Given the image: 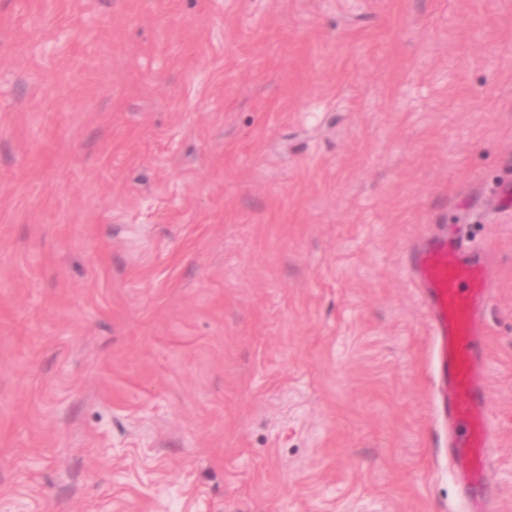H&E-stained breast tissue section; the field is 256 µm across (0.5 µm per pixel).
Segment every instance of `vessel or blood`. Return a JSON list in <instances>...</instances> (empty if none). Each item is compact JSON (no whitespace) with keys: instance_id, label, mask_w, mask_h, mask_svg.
<instances>
[{"instance_id":"b4317fda","label":"vessel or blood","mask_w":512,"mask_h":512,"mask_svg":"<svg viewBox=\"0 0 512 512\" xmlns=\"http://www.w3.org/2000/svg\"><path fill=\"white\" fill-rule=\"evenodd\" d=\"M407 274L429 320L436 408L448 421V460L467 494V512H490V453L497 428L484 383L487 255L465 237L432 235L413 251Z\"/></svg>"}]
</instances>
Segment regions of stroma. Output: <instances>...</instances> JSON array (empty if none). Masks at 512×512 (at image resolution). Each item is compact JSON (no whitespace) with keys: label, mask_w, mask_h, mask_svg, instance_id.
<instances>
[{"label":"stroma","mask_w":512,"mask_h":512,"mask_svg":"<svg viewBox=\"0 0 512 512\" xmlns=\"http://www.w3.org/2000/svg\"><path fill=\"white\" fill-rule=\"evenodd\" d=\"M508 183L512 0H0V512H461L440 224L512 512ZM407 274L419 288L429 320L436 408L448 419V460L467 494V512H489L490 453L497 434L484 383L487 255L462 233L454 244L432 235L413 251Z\"/></svg>","instance_id":"obj_1"}]
</instances>
